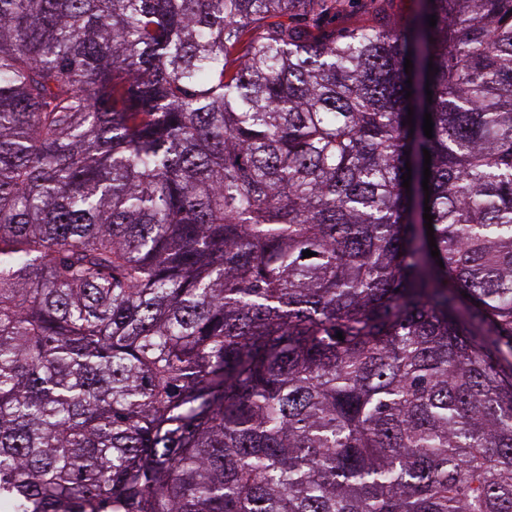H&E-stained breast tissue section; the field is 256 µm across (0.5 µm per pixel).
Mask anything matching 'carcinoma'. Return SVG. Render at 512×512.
<instances>
[{"instance_id":"cac0c4a2","label":"carcinoma","mask_w":512,"mask_h":512,"mask_svg":"<svg viewBox=\"0 0 512 512\" xmlns=\"http://www.w3.org/2000/svg\"><path fill=\"white\" fill-rule=\"evenodd\" d=\"M335 9L0 0V512H512V0ZM336 4V14H329L324 24L337 34L393 18L405 19L416 9L417 0H338Z\"/></svg>"}]
</instances>
